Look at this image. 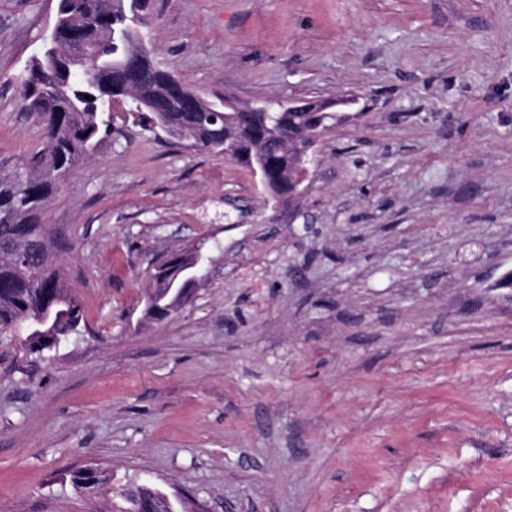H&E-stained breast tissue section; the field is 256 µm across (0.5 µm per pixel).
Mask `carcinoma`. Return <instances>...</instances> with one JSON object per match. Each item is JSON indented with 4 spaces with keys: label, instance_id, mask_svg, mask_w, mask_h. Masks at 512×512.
I'll return each instance as SVG.
<instances>
[{
    "label": "carcinoma",
    "instance_id": "cac0c4a2",
    "mask_svg": "<svg viewBox=\"0 0 512 512\" xmlns=\"http://www.w3.org/2000/svg\"><path fill=\"white\" fill-rule=\"evenodd\" d=\"M105 0H57L60 25L82 36V55L76 57L60 44L57 63L72 71L68 81L57 78L44 57L29 61L19 87L21 101L41 124L45 149L36 152L23 169L22 182L14 175H0V328L13 329L17 323L28 327L31 349H48L42 337L69 336L78 330L82 313L79 300L69 293L54 268L50 233L40 215L49 198L66 182L72 171L95 150L98 142L112 134L116 111L146 130L163 116L173 127L169 137L188 140L201 150L219 152L259 176L277 201L298 194L299 179L305 171L299 151L312 145L326 128L325 120L337 115L327 103L298 102L282 110L242 112L224 101L212 103L215 117L198 112H155L135 103L126 93L110 102L99 97L84 73L99 67L104 77L121 81L115 70L126 53L140 55L142 85L158 96L178 102L174 85L180 81L158 66L148 43L140 39L146 24L149 0H112V13L122 16L119 25L124 38L105 47L103 26L109 12ZM178 258L159 262L150 282H163L165 275H177ZM194 284L180 280L174 289L150 288L145 295L144 313L163 318V307L184 302ZM124 512H153L154 502L167 501L168 512H177L163 491L132 483L121 489Z\"/></svg>",
    "mask_w": 512,
    "mask_h": 512
}]
</instances>
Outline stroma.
I'll list each match as a JSON object with an SVG mask.
<instances>
[{
    "instance_id": "obj_1",
    "label": "stroma",
    "mask_w": 512,
    "mask_h": 512,
    "mask_svg": "<svg viewBox=\"0 0 512 512\" xmlns=\"http://www.w3.org/2000/svg\"><path fill=\"white\" fill-rule=\"evenodd\" d=\"M57 0H0V174L42 150L16 85ZM203 98L335 102L303 193L116 121L43 223L84 310L0 333V512H512V0H150ZM214 263L144 315L158 259ZM104 471L103 490L73 485ZM142 485H149L142 483ZM120 498L126 503L123 512H151L154 510V502L167 501L169 512H178L170 497L163 491L149 485L148 488H140L137 483H132L121 489Z\"/></svg>"
}]
</instances>
